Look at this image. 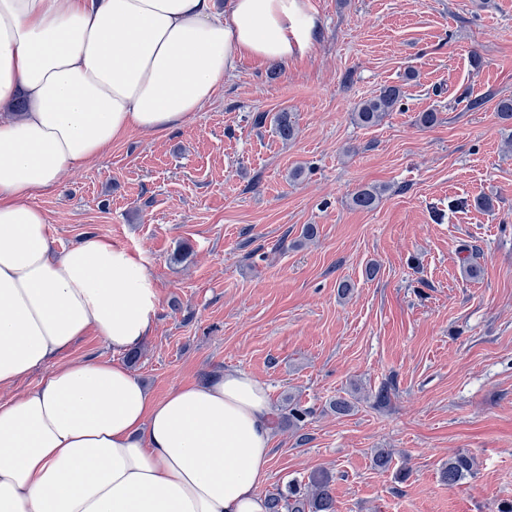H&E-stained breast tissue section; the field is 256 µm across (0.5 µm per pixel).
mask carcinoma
Listing matches in <instances>:
<instances>
[{
    "instance_id": "obj_1",
    "label": "carcinoma",
    "mask_w": 512,
    "mask_h": 512,
    "mask_svg": "<svg viewBox=\"0 0 512 512\" xmlns=\"http://www.w3.org/2000/svg\"><path fill=\"white\" fill-rule=\"evenodd\" d=\"M401 100V90L395 85L384 87L380 93L362 103L354 112V121L364 127H372L381 122L384 115L394 109ZM275 132L283 141L296 135V128L288 113L281 112L275 119ZM380 187H368L354 192L349 204L357 209H371L382 196ZM473 470V460L465 455L448 459L442 470V478L452 485ZM266 512H336V500L331 477L325 471L308 476L306 482L293 480L285 489H278L264 498Z\"/></svg>"
}]
</instances>
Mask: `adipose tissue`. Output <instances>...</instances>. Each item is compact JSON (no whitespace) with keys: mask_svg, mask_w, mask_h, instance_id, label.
<instances>
[{"mask_svg":"<svg viewBox=\"0 0 512 512\" xmlns=\"http://www.w3.org/2000/svg\"><path fill=\"white\" fill-rule=\"evenodd\" d=\"M309 0H0V512H264L266 386L240 369L153 396L121 363L53 367L86 333L115 355L156 326L153 274L89 235L57 250L30 198L129 132L163 134L245 60L305 55ZM22 114H15L16 104Z\"/></svg>","mask_w":512,"mask_h":512,"instance_id":"obj_1","label":"adipose tissue"}]
</instances>
